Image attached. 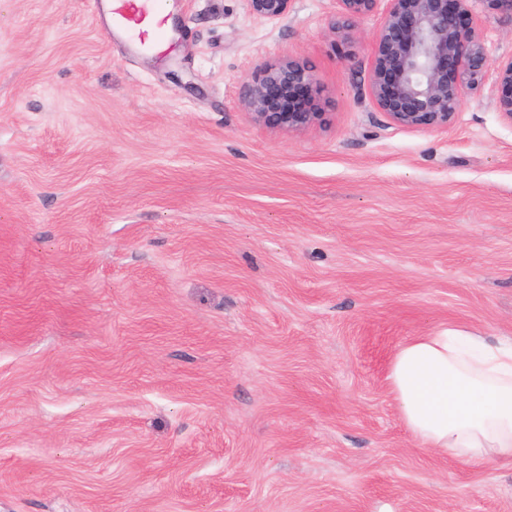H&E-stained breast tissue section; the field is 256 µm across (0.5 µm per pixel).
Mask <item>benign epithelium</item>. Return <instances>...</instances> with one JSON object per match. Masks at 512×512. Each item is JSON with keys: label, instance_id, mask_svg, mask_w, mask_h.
I'll use <instances>...</instances> for the list:
<instances>
[{"label": "benign epithelium", "instance_id": "7a95c632", "mask_svg": "<svg viewBox=\"0 0 512 512\" xmlns=\"http://www.w3.org/2000/svg\"><path fill=\"white\" fill-rule=\"evenodd\" d=\"M293 0H246L253 16L285 18ZM343 16L362 18L381 0H338ZM375 34L370 94L393 124L406 128L446 127L468 93L486 80V46L476 30L469 0H386ZM500 114L512 122V57L502 61L494 83ZM320 96L316 76L303 63L267 65L243 83L241 102L254 121L273 129L301 131L323 119L321 112H296L294 101Z\"/></svg>", "mask_w": 512, "mask_h": 512}]
</instances>
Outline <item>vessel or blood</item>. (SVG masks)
Masks as SVG:
<instances>
[{"label": "vessel or blood", "instance_id": "1", "mask_svg": "<svg viewBox=\"0 0 512 512\" xmlns=\"http://www.w3.org/2000/svg\"><path fill=\"white\" fill-rule=\"evenodd\" d=\"M114 26L136 30L140 45L163 51L168 47V17L156 10L155 0H113Z\"/></svg>", "mask_w": 512, "mask_h": 512}]
</instances>
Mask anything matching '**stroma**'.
<instances>
[{"instance_id": "obj_1", "label": "stroma", "mask_w": 512, "mask_h": 512, "mask_svg": "<svg viewBox=\"0 0 512 512\" xmlns=\"http://www.w3.org/2000/svg\"><path fill=\"white\" fill-rule=\"evenodd\" d=\"M162 54L98 0H0V512H512V469L422 447L388 390L408 339H512V15L470 10L486 81L394 125L373 13L168 0ZM294 59L304 131L240 88ZM247 9L253 16L269 22L285 18L293 0H245ZM494 92L498 111L506 120L512 122V57L499 64Z\"/></svg>"}]
</instances>
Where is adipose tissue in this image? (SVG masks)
Returning <instances> with one entry per match:
<instances>
[{
  "instance_id": "1",
  "label": "adipose tissue",
  "mask_w": 512,
  "mask_h": 512,
  "mask_svg": "<svg viewBox=\"0 0 512 512\" xmlns=\"http://www.w3.org/2000/svg\"><path fill=\"white\" fill-rule=\"evenodd\" d=\"M388 381L424 447L474 468L490 459L512 468V342L441 326L399 348Z\"/></svg>"
}]
</instances>
